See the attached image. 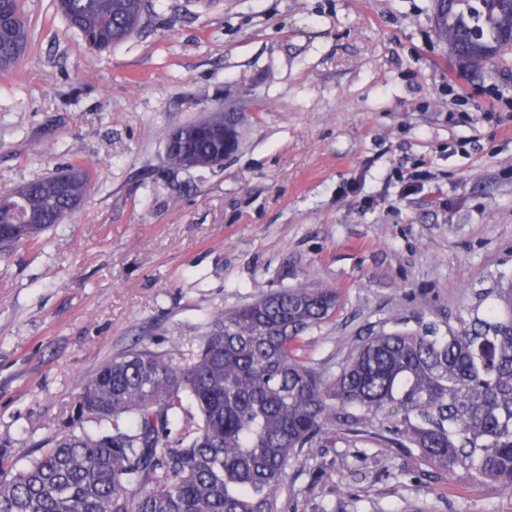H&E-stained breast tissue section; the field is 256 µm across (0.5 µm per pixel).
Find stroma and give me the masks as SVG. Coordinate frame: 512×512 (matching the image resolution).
Wrapping results in <instances>:
<instances>
[{
    "label": "stroma",
    "instance_id": "stroma-1",
    "mask_svg": "<svg viewBox=\"0 0 512 512\" xmlns=\"http://www.w3.org/2000/svg\"><path fill=\"white\" fill-rule=\"evenodd\" d=\"M21 10L31 38L0 71V190L79 163L91 191L68 223L0 252L6 464L66 426L104 360L179 350L260 295L337 290L304 341L335 372L396 316L460 329L512 279V54L463 70L433 0H153L101 51L52 0ZM216 106L239 112L241 149L169 170V133ZM408 506L512 512V494L369 441L288 471L287 512Z\"/></svg>",
    "mask_w": 512,
    "mask_h": 512
}]
</instances>
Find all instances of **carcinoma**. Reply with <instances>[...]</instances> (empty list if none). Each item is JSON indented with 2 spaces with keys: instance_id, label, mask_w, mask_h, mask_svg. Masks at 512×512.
Wrapping results in <instances>:
<instances>
[{
  "instance_id": "1",
  "label": "carcinoma",
  "mask_w": 512,
  "mask_h": 512,
  "mask_svg": "<svg viewBox=\"0 0 512 512\" xmlns=\"http://www.w3.org/2000/svg\"><path fill=\"white\" fill-rule=\"evenodd\" d=\"M70 29L96 49L131 36L146 0H57ZM440 37L471 71L512 53V0H448ZM29 39L19 0H0V68ZM216 131L238 130L216 107ZM219 142L168 137L170 169L188 154L217 158ZM81 165L20 188L33 242L85 200ZM334 288L300 284L217 313L194 350L131 348L104 361L81 394L77 419L20 468L0 462V512H283L287 469L336 439L372 441L448 479L512 493V283L468 328L398 320L362 338L336 373L298 354L303 335L336 309ZM86 417L106 426L77 430Z\"/></svg>"
}]
</instances>
